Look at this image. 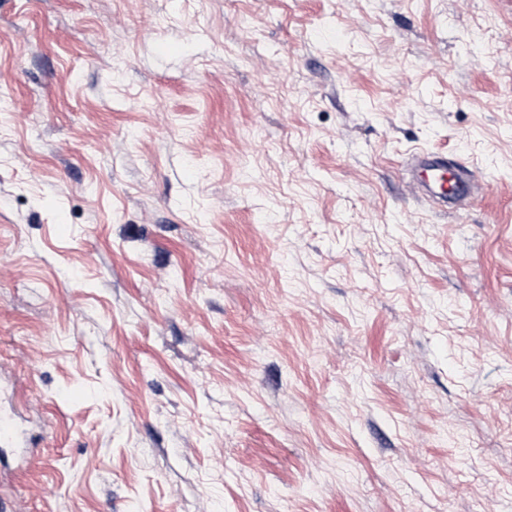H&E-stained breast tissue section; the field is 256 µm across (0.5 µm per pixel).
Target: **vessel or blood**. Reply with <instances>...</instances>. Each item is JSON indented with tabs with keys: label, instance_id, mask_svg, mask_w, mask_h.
I'll return each instance as SVG.
<instances>
[{
	"label": "vessel or blood",
	"instance_id": "b4317fda",
	"mask_svg": "<svg viewBox=\"0 0 512 512\" xmlns=\"http://www.w3.org/2000/svg\"><path fill=\"white\" fill-rule=\"evenodd\" d=\"M407 175L409 187L416 196L440 207H463L478 188L472 171L454 167L444 153L413 155Z\"/></svg>",
	"mask_w": 512,
	"mask_h": 512
}]
</instances>
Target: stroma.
I'll list each match as a JSON object with an SVG mask.
<instances>
[{
    "label": "stroma",
    "mask_w": 512,
    "mask_h": 512,
    "mask_svg": "<svg viewBox=\"0 0 512 512\" xmlns=\"http://www.w3.org/2000/svg\"><path fill=\"white\" fill-rule=\"evenodd\" d=\"M1 412L20 512H512V0H0ZM406 171L412 192L439 207H463L478 189L472 171L455 168L444 153H417Z\"/></svg>",
    "instance_id": "1"
}]
</instances>
